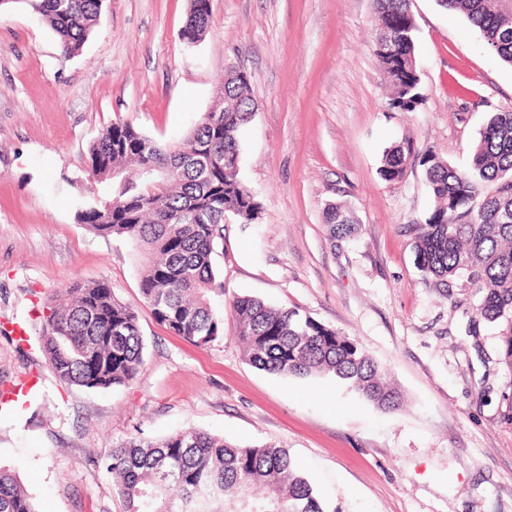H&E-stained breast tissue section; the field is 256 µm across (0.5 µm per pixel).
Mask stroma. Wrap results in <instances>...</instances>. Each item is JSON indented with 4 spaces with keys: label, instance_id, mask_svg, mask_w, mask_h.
<instances>
[{
    "label": "stroma",
    "instance_id": "obj_1",
    "mask_svg": "<svg viewBox=\"0 0 512 512\" xmlns=\"http://www.w3.org/2000/svg\"><path fill=\"white\" fill-rule=\"evenodd\" d=\"M200 42L180 37L189 0H104L78 54L22 0L0 6V391L38 377L33 407L0 413V466L36 512H123L106 470L116 441L187 428L239 446L287 448L327 512H512V368L500 325L469 335L476 296L425 285L412 233L431 208L420 159L458 170L496 112L512 111V66L437 0H409L423 102L404 112L372 51L374 0H210ZM250 75L256 111L240 176L261 205L227 217L216 264L224 338L199 348L159 324L140 293L145 257L125 235L77 223L111 185L92 142L127 122L179 142L213 104L228 65ZM410 144L402 179L382 155ZM358 233L332 238L328 204ZM107 281L136 309L144 363L128 385L62 386L40 350L33 305ZM295 309L356 340L402 394L388 412L329 378L253 367L233 300Z\"/></svg>",
    "mask_w": 512,
    "mask_h": 512
}]
</instances>
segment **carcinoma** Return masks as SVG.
I'll return each mask as SVG.
<instances>
[{
    "label": "carcinoma",
    "instance_id": "obj_1",
    "mask_svg": "<svg viewBox=\"0 0 512 512\" xmlns=\"http://www.w3.org/2000/svg\"><path fill=\"white\" fill-rule=\"evenodd\" d=\"M53 30L61 51L82 49L104 0H21ZM408 0H376L382 26L392 30L399 58L381 66L391 105L412 112L423 101L415 60V24ZM484 35L490 50L512 65L509 0H440ZM211 22L210 0H190L181 38L198 42ZM250 78L238 64L225 70L216 105L179 144L158 143L130 123L115 122L90 147L91 174L119 179L108 200L96 199L77 221L102 236L127 235L150 255L140 292L154 318L197 347L224 339V279L213 264L224 241V216L258 217L259 203L240 179V133L255 111ZM411 145L383 154L381 174L397 181ZM433 198L414 234L416 267L435 288L477 296L476 315L503 326L504 360L512 368V112H496L460 171L434 154L421 160ZM332 237L357 231L353 213L327 207ZM68 301L35 311L41 348L64 385L107 389L131 382L144 362L138 314L105 281L75 285ZM236 338L248 361L272 374L330 376L376 407L393 411L401 394L358 343L299 311L244 296L233 302ZM107 469L123 512H325L288 450L273 444L240 447L187 428L163 439L113 446ZM0 512H35L16 474L0 467Z\"/></svg>",
    "mask_w": 512,
    "mask_h": 512
}]
</instances>
